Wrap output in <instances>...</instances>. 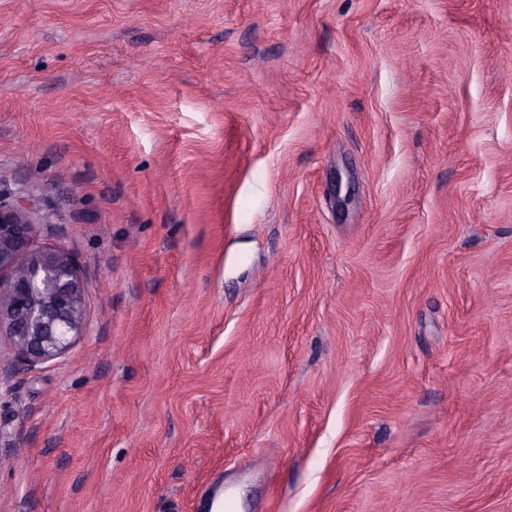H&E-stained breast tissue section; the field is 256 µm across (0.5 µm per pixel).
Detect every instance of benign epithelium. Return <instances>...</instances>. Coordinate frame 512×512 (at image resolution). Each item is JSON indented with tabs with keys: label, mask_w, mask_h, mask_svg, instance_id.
<instances>
[{
	"label": "benign epithelium",
	"mask_w": 512,
	"mask_h": 512,
	"mask_svg": "<svg viewBox=\"0 0 512 512\" xmlns=\"http://www.w3.org/2000/svg\"><path fill=\"white\" fill-rule=\"evenodd\" d=\"M30 212L0 199V328L35 366L64 356L83 335L84 287L73 257L36 248Z\"/></svg>",
	"instance_id": "benign-epithelium-1"
}]
</instances>
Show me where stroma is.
Listing matches in <instances>:
<instances>
[{
	"mask_svg": "<svg viewBox=\"0 0 512 512\" xmlns=\"http://www.w3.org/2000/svg\"><path fill=\"white\" fill-rule=\"evenodd\" d=\"M0 193V512H512V0H0ZM32 224L28 210L0 198V329L6 325L27 366L64 356L84 327L75 260L64 250L34 247Z\"/></svg>",
	"mask_w": 512,
	"mask_h": 512,
	"instance_id": "35a3bbf8",
	"label": "stroma"
}]
</instances>
